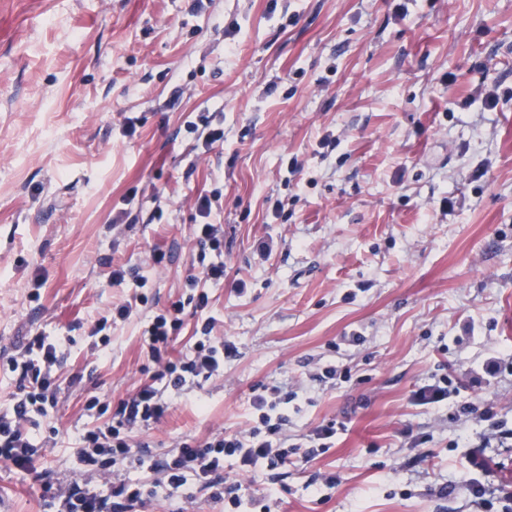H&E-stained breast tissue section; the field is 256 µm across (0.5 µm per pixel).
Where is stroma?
Masks as SVG:
<instances>
[{"label":"stroma","instance_id":"1","mask_svg":"<svg viewBox=\"0 0 512 512\" xmlns=\"http://www.w3.org/2000/svg\"><path fill=\"white\" fill-rule=\"evenodd\" d=\"M219 111L203 151L188 128ZM204 195L224 228L213 333L236 350L135 452L248 429L254 389L285 385L290 441L336 436L296 466L225 468L253 512L512 503V0H0V407L15 347L63 341L33 471L0 461V512H53L38 475L88 477L87 395L150 381L142 333L202 270ZM136 276L147 305L96 347ZM477 448L489 509L461 485Z\"/></svg>","mask_w":512,"mask_h":512}]
</instances>
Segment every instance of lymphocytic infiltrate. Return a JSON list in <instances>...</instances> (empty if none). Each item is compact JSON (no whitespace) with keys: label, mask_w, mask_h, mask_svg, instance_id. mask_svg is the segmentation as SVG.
I'll list each match as a JSON object with an SVG mask.
<instances>
[{"label":"lymphocytic infiltrate","mask_w":512,"mask_h":512,"mask_svg":"<svg viewBox=\"0 0 512 512\" xmlns=\"http://www.w3.org/2000/svg\"><path fill=\"white\" fill-rule=\"evenodd\" d=\"M213 200L204 196L198 201L201 224L195 236L201 250L211 255L202 267L201 278L188 279L185 299L172 302L156 312L143 331L148 356L154 365L149 383L118 402L108 396L89 395L84 404L86 416L94 418L111 413L110 423L83 428L78 437L77 453L82 462L96 469L97 482L70 481L64 490H55L51 479H44V493L58 504L57 512H152L158 489L175 496L185 488L208 492L215 500L228 501L234 512H244L247 503L237 485L224 480L225 462L250 471L257 465L270 468L291 462L299 450L288 442L285 428L288 416L284 406L292 400L283 387L274 386L254 395L252 426L243 432L210 434L203 440L186 439L152 460L133 455L131 441L135 431L159 424L168 414L167 394L185 391L200 381L222 376L224 359L234 351L231 342L214 336V317L208 316V284L224 280V230L211 223ZM138 294L109 309L89 329L101 345H109L113 324L130 319L148 298L142 289L146 279H137ZM203 312L194 330L193 352L184 358L171 357L169 346L180 330L185 307ZM61 347L59 340L39 332L30 336L11 357L8 367L15 373L19 392L10 407L0 410V461L23 470H31L37 446L28 429L33 416H46L56 402L59 383L54 374ZM125 466L138 470L135 478L118 477L114 469Z\"/></svg>","instance_id":"f902f5d3"}]
</instances>
